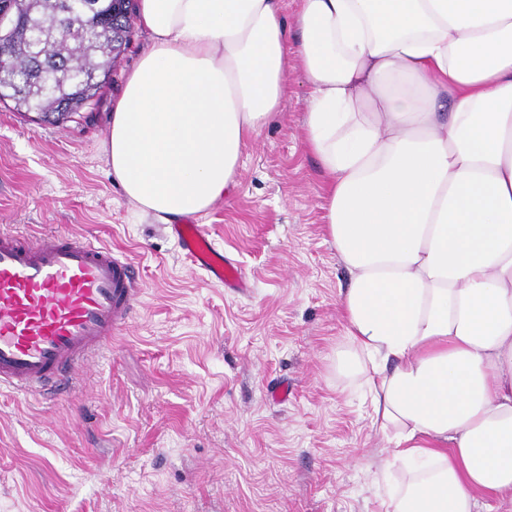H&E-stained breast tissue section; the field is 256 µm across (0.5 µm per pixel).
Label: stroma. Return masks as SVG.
Segmentation results:
<instances>
[{"mask_svg": "<svg viewBox=\"0 0 512 512\" xmlns=\"http://www.w3.org/2000/svg\"><path fill=\"white\" fill-rule=\"evenodd\" d=\"M147 47L134 28L92 112L41 124L0 104V225L90 235L142 284L130 329L76 389L0 392V512H381L392 446L336 368L347 273L296 62L234 191L196 218L243 269L237 293L206 282L107 173V104Z\"/></svg>", "mask_w": 512, "mask_h": 512, "instance_id": "stroma-1", "label": "stroma"}]
</instances>
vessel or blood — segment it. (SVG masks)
<instances>
[{"label":"vessel or blood","mask_w":512,"mask_h":512,"mask_svg":"<svg viewBox=\"0 0 512 512\" xmlns=\"http://www.w3.org/2000/svg\"><path fill=\"white\" fill-rule=\"evenodd\" d=\"M181 252L209 282L240 288L245 278L206 225H171ZM134 265L87 236L31 239L0 229V391L19 399L77 386L138 303Z\"/></svg>","instance_id":"vessel-or-blood-1"}]
</instances>
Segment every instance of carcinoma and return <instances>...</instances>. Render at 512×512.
Returning a JSON list of instances; mask_svg holds the SVG:
<instances>
[{
	"label": "carcinoma",
	"mask_w": 512,
	"mask_h": 512,
	"mask_svg": "<svg viewBox=\"0 0 512 512\" xmlns=\"http://www.w3.org/2000/svg\"><path fill=\"white\" fill-rule=\"evenodd\" d=\"M0 17V102L68 119L98 105L113 60L129 46L135 0H8Z\"/></svg>",
	"instance_id": "carcinoma-1"
}]
</instances>
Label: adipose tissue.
Segmentation results:
<instances>
[{"label":"adipose tissue","mask_w":512,"mask_h":512,"mask_svg":"<svg viewBox=\"0 0 512 512\" xmlns=\"http://www.w3.org/2000/svg\"><path fill=\"white\" fill-rule=\"evenodd\" d=\"M150 46L108 172L165 224L235 185L282 109L288 31L349 281L336 366L395 445L383 512L512 498V0H139Z\"/></svg>","instance_id":"1"}]
</instances>
